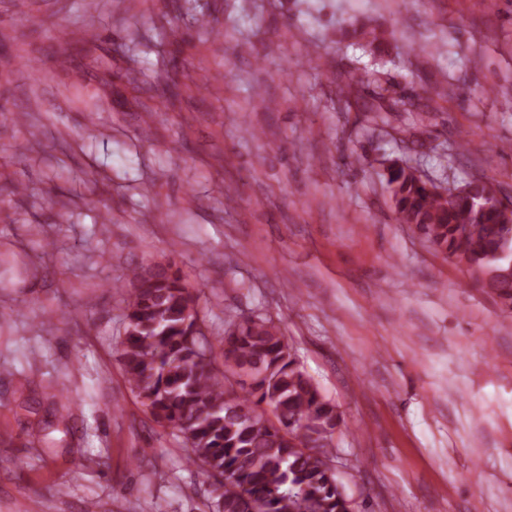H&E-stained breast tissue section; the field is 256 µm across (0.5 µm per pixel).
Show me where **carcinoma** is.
I'll return each mask as SVG.
<instances>
[{
  "label": "carcinoma",
  "instance_id": "obj_1",
  "mask_svg": "<svg viewBox=\"0 0 512 512\" xmlns=\"http://www.w3.org/2000/svg\"><path fill=\"white\" fill-rule=\"evenodd\" d=\"M386 186L398 223L415 225L512 303V224L499 223L484 179L455 198L402 171ZM128 283L118 348L126 382L153 420L182 438L188 462L222 478L217 512H349L330 449L340 414L299 367L279 323L251 315L224 322L216 336L172 266L134 267ZM231 362L251 371L249 385L234 389ZM311 444L317 451H304Z\"/></svg>",
  "mask_w": 512,
  "mask_h": 512
}]
</instances>
